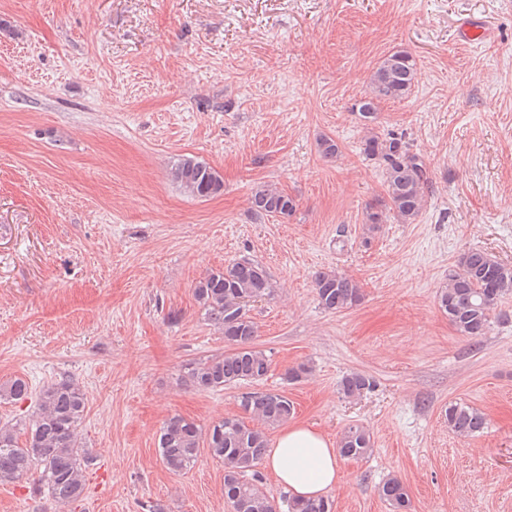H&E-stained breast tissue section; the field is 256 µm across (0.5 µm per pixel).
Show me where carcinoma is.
<instances>
[{
  "instance_id": "carcinoma-1",
  "label": "carcinoma",
  "mask_w": 512,
  "mask_h": 512,
  "mask_svg": "<svg viewBox=\"0 0 512 512\" xmlns=\"http://www.w3.org/2000/svg\"><path fill=\"white\" fill-rule=\"evenodd\" d=\"M417 63L404 49L388 54L373 70L368 90L353 105L361 120L377 119L383 101L402 100L415 83ZM361 153L382 169L385 199L366 210L365 224L373 231L383 223V209L392 211L405 223L413 222L425 209L432 180L423 156L411 151L405 136L372 132L364 138ZM171 177L185 193L200 198L221 192L224 182L211 166L191 157L179 159ZM255 219L288 217L296 201L283 191L263 185L250 198ZM315 290L323 309L340 312L363 299L359 283L336 272H320ZM512 292V266L498 261L482 249H471L462 258L461 271L448 278L438 295L439 309L462 337L477 339L485 335L494 306ZM195 300L224 336L228 349L221 355L188 362L182 379L199 392L214 391L242 381L259 382L270 371L272 360L256 346L257 325L249 315V303L271 294V282L264 267L246 259L212 270L194 289ZM375 380L362 372H350L339 383V392L355 399L372 390ZM32 395L23 377L0 384V401H22ZM37 411L26 427L25 441H19L17 428L0 426V484L27 480L39 471L38 486L61 503L80 501L86 491V473L94 458L84 448L79 428L87 405L83 386L71 375L43 386L36 396ZM242 415L213 423L202 432L199 425L181 415L164 423L158 438V453L163 465L174 474L194 467L201 445L224 467V499L231 512H276L274 499L263 488L258 466L269 448L265 428H274L294 414L288 397L270 391H249L239 397ZM444 418L448 430L460 437H476L486 427L485 416L466 403L448 404ZM374 442L362 425H350L337 441L344 459L370 455ZM379 496L392 512H409L407 487L396 476L378 487ZM288 512H333V501L288 498Z\"/></svg>"
}]
</instances>
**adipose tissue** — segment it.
<instances>
[{"instance_id": "ef3b65f1", "label": "adipose tissue", "mask_w": 512, "mask_h": 512, "mask_svg": "<svg viewBox=\"0 0 512 512\" xmlns=\"http://www.w3.org/2000/svg\"><path fill=\"white\" fill-rule=\"evenodd\" d=\"M265 460L277 483L301 499L321 496L339 480V455L333 442L304 424L285 427Z\"/></svg>"}]
</instances>
